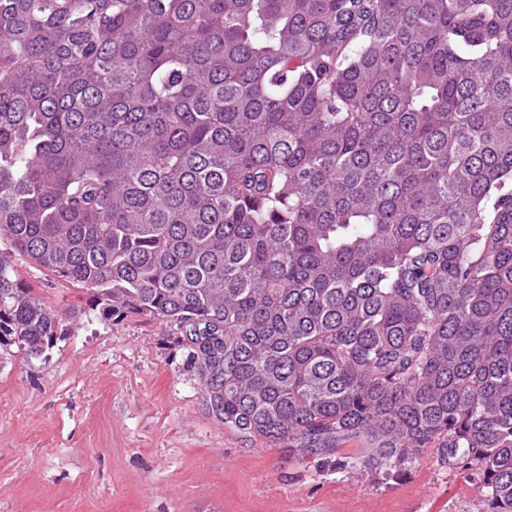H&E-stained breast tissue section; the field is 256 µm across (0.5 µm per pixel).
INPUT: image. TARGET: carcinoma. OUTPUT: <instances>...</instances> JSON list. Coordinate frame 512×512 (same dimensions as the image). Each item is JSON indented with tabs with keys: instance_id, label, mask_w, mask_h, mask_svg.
<instances>
[{
	"instance_id": "carcinoma-1",
	"label": "carcinoma",
	"mask_w": 512,
	"mask_h": 512,
	"mask_svg": "<svg viewBox=\"0 0 512 512\" xmlns=\"http://www.w3.org/2000/svg\"><path fill=\"white\" fill-rule=\"evenodd\" d=\"M0 237L237 432L512 512V0H0ZM63 335L0 252V345Z\"/></svg>"
}]
</instances>
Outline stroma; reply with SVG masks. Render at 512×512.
<instances>
[{
	"label": "stroma",
	"mask_w": 512,
	"mask_h": 512,
	"mask_svg": "<svg viewBox=\"0 0 512 512\" xmlns=\"http://www.w3.org/2000/svg\"><path fill=\"white\" fill-rule=\"evenodd\" d=\"M67 334L0 347V512H493L479 471L427 449L398 480L320 469L210 406L183 328L102 316L91 292L14 254Z\"/></svg>",
	"instance_id": "obj_1"
}]
</instances>
